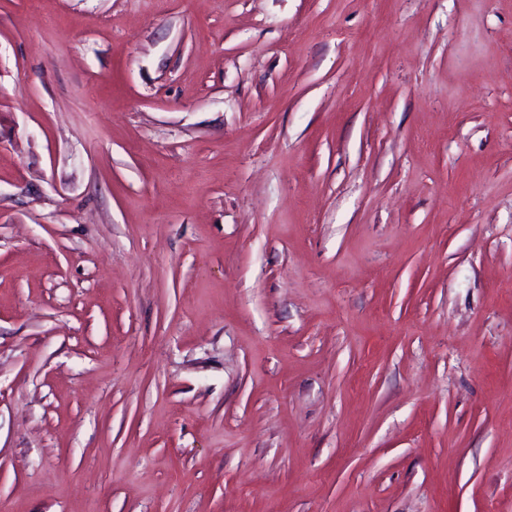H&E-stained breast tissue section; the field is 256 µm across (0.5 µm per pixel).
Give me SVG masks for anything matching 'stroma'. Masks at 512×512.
Instances as JSON below:
<instances>
[{
  "label": "stroma",
  "instance_id": "stroma-1",
  "mask_svg": "<svg viewBox=\"0 0 512 512\" xmlns=\"http://www.w3.org/2000/svg\"><path fill=\"white\" fill-rule=\"evenodd\" d=\"M0 512H512V0H0Z\"/></svg>",
  "mask_w": 512,
  "mask_h": 512
}]
</instances>
